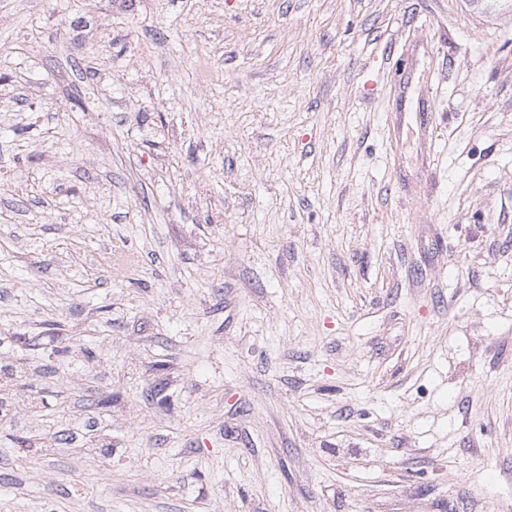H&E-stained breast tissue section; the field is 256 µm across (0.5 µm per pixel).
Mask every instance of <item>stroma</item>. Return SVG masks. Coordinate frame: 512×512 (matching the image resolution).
<instances>
[{
  "instance_id": "1",
  "label": "stroma",
  "mask_w": 512,
  "mask_h": 512,
  "mask_svg": "<svg viewBox=\"0 0 512 512\" xmlns=\"http://www.w3.org/2000/svg\"><path fill=\"white\" fill-rule=\"evenodd\" d=\"M0 512H512V11L0 0Z\"/></svg>"
}]
</instances>
